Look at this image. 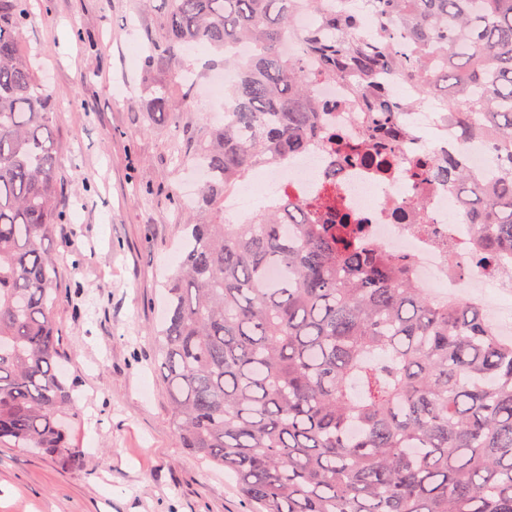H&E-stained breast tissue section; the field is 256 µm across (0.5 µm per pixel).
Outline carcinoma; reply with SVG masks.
Here are the masks:
<instances>
[{
  "instance_id": "cac0c4a2",
  "label": "carcinoma",
  "mask_w": 512,
  "mask_h": 512,
  "mask_svg": "<svg viewBox=\"0 0 512 512\" xmlns=\"http://www.w3.org/2000/svg\"><path fill=\"white\" fill-rule=\"evenodd\" d=\"M163 2L146 63L173 83L193 45L226 62L237 58L229 49L252 48L234 65L224 123L192 140L209 178L165 283L157 347L183 447L233 472L261 512H512V341L483 308L433 300L329 200L285 194L243 222L224 217L238 182L315 140L308 78L282 46L294 16L321 13L324 0ZM29 19V0H0V446L76 466L52 315L57 254L46 246L66 213L51 101L19 50ZM304 40L326 75L395 70L456 108L463 140L490 139L485 181L455 155L414 170L455 192L472 250L496 275L512 252V0H371V16L328 12ZM170 94L149 89L160 121L175 116ZM409 104L370 85L374 123L349 156L393 163L385 128Z\"/></svg>"
}]
</instances>
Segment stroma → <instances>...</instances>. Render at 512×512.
I'll list each match as a JSON object with an SVG mask.
<instances>
[{
  "instance_id": "35a3bbf8",
  "label": "stroma",
  "mask_w": 512,
  "mask_h": 512,
  "mask_svg": "<svg viewBox=\"0 0 512 512\" xmlns=\"http://www.w3.org/2000/svg\"><path fill=\"white\" fill-rule=\"evenodd\" d=\"M21 49L53 108L56 172L68 220L59 254L61 372L78 417L68 440L80 466L0 447V512H252L234 478L201 464L175 436L154 337L163 284L181 260L186 219L169 196L194 178L176 124L147 110L167 81L140 54L162 0H30ZM195 83L175 85L173 112L212 123L201 83L224 58L189 50Z\"/></svg>"
}]
</instances>
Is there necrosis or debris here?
Wrapping results in <instances>:
<instances>
[{
    "label": "necrosis or debris",
    "instance_id": "necrosis-or-debris-1",
    "mask_svg": "<svg viewBox=\"0 0 512 512\" xmlns=\"http://www.w3.org/2000/svg\"><path fill=\"white\" fill-rule=\"evenodd\" d=\"M315 24L313 14H299L284 53L289 59L299 61L309 77L323 129L339 133L349 145H358L372 122L371 112L360 104L367 82L356 76H322L303 40L304 32ZM395 118L406 136L400 143L399 158L392 170L343 163L334 146L322 137L306 153L265 168L260 180V197L243 194L225 201L226 212L244 218L258 203L277 202L286 193L304 202L328 194L336 208L351 213L364 224L370 240L378 248L408 262L416 283L436 300L465 296L482 304L489 288L511 295L512 280L490 277L474 259L467 221L461 218L449 222L448 205L453 197L447 187L416 179L409 170L415 159L457 154L476 174L490 177L493 169L486 142H462L454 118L432 104L417 105L396 113ZM333 167L339 175L336 184L331 185L327 173ZM417 203L423 205L426 216V226L422 229L413 222V206Z\"/></svg>",
    "mask_w": 512,
    "mask_h": 512
}]
</instances>
